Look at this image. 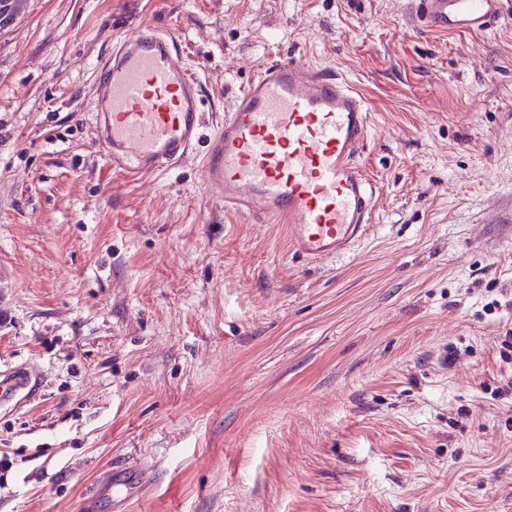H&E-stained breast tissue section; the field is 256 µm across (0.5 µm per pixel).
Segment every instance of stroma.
Segmentation results:
<instances>
[{
  "label": "stroma",
  "mask_w": 512,
  "mask_h": 512,
  "mask_svg": "<svg viewBox=\"0 0 512 512\" xmlns=\"http://www.w3.org/2000/svg\"><path fill=\"white\" fill-rule=\"evenodd\" d=\"M402 2L31 0L0 34V368L43 381L0 407V512H512V18L414 31ZM144 26L209 115L291 56L358 87L383 190L352 254L225 213L206 142L112 169L96 68Z\"/></svg>",
  "instance_id": "obj_1"
}]
</instances>
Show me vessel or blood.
Segmentation results:
<instances>
[{
	"label": "vessel or blood",
	"mask_w": 512,
	"mask_h": 512,
	"mask_svg": "<svg viewBox=\"0 0 512 512\" xmlns=\"http://www.w3.org/2000/svg\"><path fill=\"white\" fill-rule=\"evenodd\" d=\"M506 0H407L413 28L483 32ZM26 0H5L0 29L13 28ZM165 30L142 28L98 63V144L113 169L158 172L195 149L206 117L200 80L178 61ZM370 113L362 94L333 67L291 58L263 67L216 123L201 160L225 211L264 214L286 225L291 251L306 260L347 256L369 229L376 186L359 157ZM35 387L26 365L0 371V404L22 407Z\"/></svg>",
	"instance_id": "obj_1"
}]
</instances>
